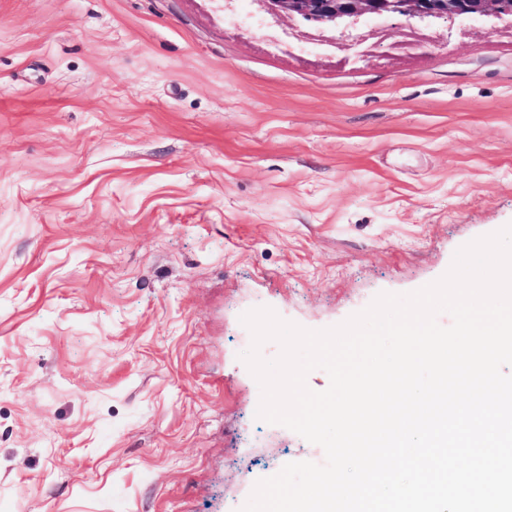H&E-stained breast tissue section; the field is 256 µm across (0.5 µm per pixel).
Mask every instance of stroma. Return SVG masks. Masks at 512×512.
I'll return each instance as SVG.
<instances>
[{"label":"stroma","mask_w":512,"mask_h":512,"mask_svg":"<svg viewBox=\"0 0 512 512\" xmlns=\"http://www.w3.org/2000/svg\"><path fill=\"white\" fill-rule=\"evenodd\" d=\"M512 224V35L344 66L203 0H0V512H241L325 453L240 318L338 325Z\"/></svg>","instance_id":"35a3bbf8"}]
</instances>
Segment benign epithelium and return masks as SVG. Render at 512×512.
<instances>
[{
    "label": "benign epithelium",
    "mask_w": 512,
    "mask_h": 512,
    "mask_svg": "<svg viewBox=\"0 0 512 512\" xmlns=\"http://www.w3.org/2000/svg\"><path fill=\"white\" fill-rule=\"evenodd\" d=\"M260 10L274 21L299 23L298 36L345 52L366 46L381 48L385 27L347 41L342 36L356 25L375 20H397L406 28L404 48H420L433 41L431 29L443 22L478 20L504 23L512 29V0H257Z\"/></svg>",
    "instance_id": "1"
}]
</instances>
